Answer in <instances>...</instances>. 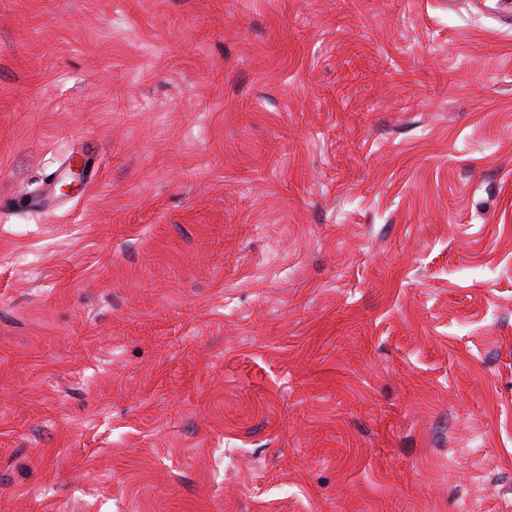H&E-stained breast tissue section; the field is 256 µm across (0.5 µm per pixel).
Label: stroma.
I'll return each instance as SVG.
<instances>
[{
	"instance_id": "35a3bbf8",
	"label": "stroma",
	"mask_w": 512,
	"mask_h": 512,
	"mask_svg": "<svg viewBox=\"0 0 512 512\" xmlns=\"http://www.w3.org/2000/svg\"><path fill=\"white\" fill-rule=\"evenodd\" d=\"M477 2L0 0V512H512Z\"/></svg>"
}]
</instances>
